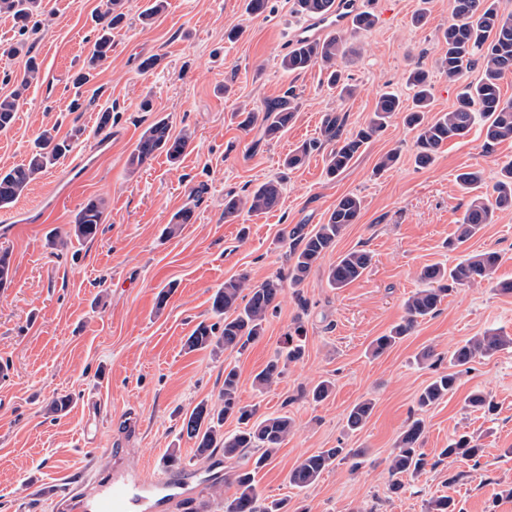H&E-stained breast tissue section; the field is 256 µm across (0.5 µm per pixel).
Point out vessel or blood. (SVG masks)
Here are the masks:
<instances>
[{"label":"vessel or blood","mask_w":512,"mask_h":512,"mask_svg":"<svg viewBox=\"0 0 512 512\" xmlns=\"http://www.w3.org/2000/svg\"><path fill=\"white\" fill-rule=\"evenodd\" d=\"M358 5L359 0H338L334 12L301 22L291 33L292 41H314L347 27ZM94 484V493L80 503L81 512H157L161 506L184 497L182 483L167 473L143 482L98 478Z\"/></svg>","instance_id":"b4317fda"}]
</instances>
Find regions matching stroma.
Masks as SVG:
<instances>
[{"instance_id":"1","label":"stroma","mask_w":512,"mask_h":512,"mask_svg":"<svg viewBox=\"0 0 512 512\" xmlns=\"http://www.w3.org/2000/svg\"><path fill=\"white\" fill-rule=\"evenodd\" d=\"M147 4L124 0L126 26L106 62L79 87L100 0H43V23L28 40L41 77L12 127L0 133V169H6L27 158L42 130L56 128L62 137L73 125L85 129L65 158L12 208L0 210V250L10 252L12 264L11 282L0 289V512H22V496L23 512H67L58 490L69 475L151 476L164 471L174 450L184 477L214 472L202 489V508L190 503L185 512H224L245 462L219 452L197 457L181 426L200 402L219 406L228 365L239 372L242 404L295 422L256 476L265 501L287 500L290 512H425L428 501L450 496L463 512H512V346L472 362L455 390L429 410L417 406L433 377L451 371L457 346L489 330L512 337V293L486 282L455 287L391 350L378 357L369 350L400 322L426 266H451L463 254L491 250L500 256L498 277L512 279V209L496 212L493 223L463 245L454 242L472 200L491 196L501 166L512 161V140L490 146L475 128L420 167L416 132L397 115L337 177L325 173L326 145L300 168L283 166L290 150L318 138L329 113L343 117L349 135L369 122L383 91L397 92L404 108H412L407 77L417 67L430 76L429 113L452 110L463 85L482 76L478 64L458 81L442 70L453 0H376L371 28L342 30L348 52L339 65L354 88L350 96L329 87L320 68L282 70L286 39L302 20L294 0H268L260 15L247 13L245 0H167L145 27L138 16ZM151 56L159 65L142 70ZM289 90L297 112L286 134L270 140L260 128H239L241 106L256 107ZM146 98L148 112L140 107ZM107 107L112 127L103 136L97 115ZM160 117L173 133L190 130L191 146L177 162L160 154L129 173V154ZM392 150L397 164L376 172ZM464 171L480 172L477 190L457 183ZM269 179L282 182L278 207L225 221L226 195L247 194ZM347 194L362 200L358 223L299 286L286 287L259 340L241 353L187 350L199 323L216 322L211 297L225 280L244 275L258 284L287 273L291 230L325 223ZM92 198L106 202L98 234L55 255L52 238L68 231ZM186 206L191 222L165 235ZM352 250L369 252L371 265L346 287H332L330 265ZM297 326L302 359L270 389L257 391L255 374L285 351ZM324 379L334 392L314 401L311 390ZM477 390L493 411L469 406ZM60 395L73 402L56 417L48 405ZM92 400L103 408L94 430L84 414ZM364 400L372 402V413L361 429L349 430L347 414ZM416 419L425 424L429 464L394 490L388 460ZM463 433L482 450L478 464L442 454ZM338 446L364 449L358 468L341 462L308 488L289 485V473L307 456Z\"/></svg>"}]
</instances>
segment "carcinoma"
Returning <instances> with one entry per match:
<instances>
[{
	"mask_svg": "<svg viewBox=\"0 0 512 512\" xmlns=\"http://www.w3.org/2000/svg\"><path fill=\"white\" fill-rule=\"evenodd\" d=\"M297 11L308 16L331 13L336 9V0H295ZM123 0H103L100 12L101 27L92 42L85 65L94 70L112 51V32L122 28L125 13ZM0 14L12 17L19 27L21 39L8 49L12 55L27 56L23 71L14 76V90L0 96V132L10 129L21 109L30 87L39 81L40 63L25 49L26 36L34 31L38 22L34 18L42 14L41 0H0ZM455 20L443 33V65L448 79L455 81L474 63L483 65V76L476 84L463 87L458 96V106L443 112L433 119L425 120L424 114L431 98V85L427 71L418 68L410 73L408 83L414 90L415 111L405 115L406 123L417 130L415 161L420 166L431 163L436 152L451 140L466 137L478 125L487 144L512 139V102L501 98L500 84L512 73V15L499 13L495 0H454ZM345 55L342 42L330 36L320 42L293 46L281 59V67L290 73H302L318 65L329 70L328 82L332 86L341 81L336 69V60ZM400 96L393 91L381 93L373 116L368 124L350 136H342V119L329 113L325 116L321 140L297 147L286 159V165L297 168L303 165L314 149L322 143H331L333 148L327 155L326 173L338 176L347 170L359 150L375 134L384 130L388 122L402 111ZM297 105L295 94H287L265 102L255 110L236 113L238 125L243 129L260 127L265 137L278 138L283 135L295 118ZM84 129L72 128L69 136L59 139L52 130L46 129L35 140L29 158L6 171H0V208L12 206L27 188L47 170L65 157L79 140ZM191 141V134L183 131L175 136L167 118L152 122L141 134L135 148L127 159V166L136 171L155 154H165L171 162L178 161ZM494 202L474 200L466 209L458 225L456 241L460 244L476 235L485 224L493 221L494 211L512 208V162L502 166L499 180L495 183ZM282 183L276 179L257 185L244 196L229 194L224 198V219L237 216L247 210L251 213L266 212L279 203ZM362 201L355 195H345L338 200L325 223L310 232L296 228L289 234V259L293 260L290 283L299 285L325 254L335 245L346 228L358 222ZM105 202L100 198L88 200L75 214L73 235L80 241L96 237L103 223ZM192 218V209L187 207L176 213L164 229L168 236L175 235L180 226ZM372 261L371 255L362 250H353L337 258L329 268L328 281L335 288H343L360 278ZM499 266V255L494 251L469 254L453 267L441 263L429 265L420 273L424 287L418 289L404 303L405 315L388 333L374 339L371 345L376 356L385 353L404 337L410 335L416 325L434 314L444 297L455 286L471 285L493 278ZM285 291L284 278L272 276L259 285L249 283L247 277L230 278L217 289L212 297V310L224 317L222 324L199 323L186 345L189 350H236L243 351L250 343L264 334V325L278 306V299ZM512 339L497 333L487 332L475 336L458 346L451 355L455 368H463L478 357H491ZM302 356V346L294 343V335L288 336V350L284 359L270 361L255 375L254 381L261 388L269 387L282 375L285 366ZM458 372L441 373L425 386L417 397V405L428 410L455 389ZM372 412V403L362 401L353 406L347 426L357 430ZM234 418L238 429L224 434V420ZM293 421L286 414L257 415L254 408L243 406L239 399V374L236 368H224V389L219 408L205 402L199 403L183 420L182 431L194 441L196 454L210 456L216 451L224 458L241 457L248 449L259 455L253 468L242 469L235 482L237 492L233 499L224 502V512H288V502L279 500L269 505L262 502L256 490L255 474L276 454L288 438ZM423 421L414 420L399 436L396 448L390 456L388 471L392 486L399 489L401 478L422 473L427 460L421 451ZM481 448L472 437L461 435L450 441L442 455L448 458L478 461ZM359 456L351 448L321 449L308 457L289 474V482L299 488L314 484L322 473L336 462ZM426 512H461L454 500L440 497L427 503Z\"/></svg>",
	"mask_w": 512,
	"mask_h": 512,
	"instance_id": "obj_1",
	"label": "carcinoma"
}]
</instances>
